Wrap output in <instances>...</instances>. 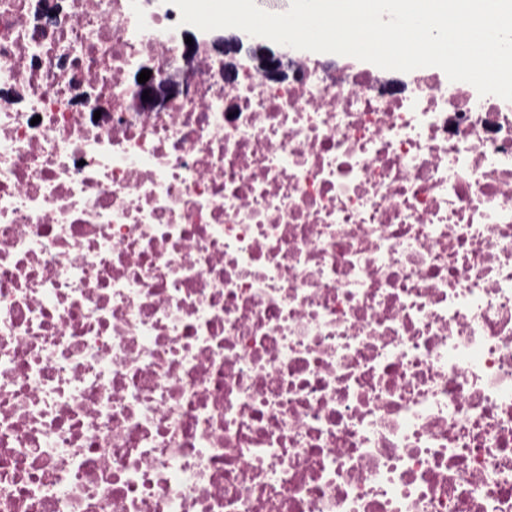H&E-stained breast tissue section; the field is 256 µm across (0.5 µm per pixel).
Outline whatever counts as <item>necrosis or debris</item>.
Here are the masks:
<instances>
[{
	"instance_id": "1",
	"label": "necrosis or debris",
	"mask_w": 512,
	"mask_h": 512,
	"mask_svg": "<svg viewBox=\"0 0 512 512\" xmlns=\"http://www.w3.org/2000/svg\"><path fill=\"white\" fill-rule=\"evenodd\" d=\"M189 31L0 0V512H512V101ZM229 32L240 33L243 39L237 34H231L227 37L220 36L213 41L212 45L217 55L224 56V59L217 58L216 62L220 66L221 71H224L225 76L234 78L238 76L241 71L242 73H254L274 82H284L288 79L294 61L289 51L281 50L277 53L274 52L280 49L281 44H277L263 37L249 35L238 28H222L211 31L198 29L193 31L201 47L204 44L210 47L214 37ZM186 37L192 38L193 46L189 47L186 43L187 49L183 53L182 66L180 68L182 77L179 78L176 75L167 77L160 76L155 73L151 66H145L144 69L152 71V74L146 83L138 82V75L144 69L135 76L133 83L136 90V103L140 105L146 104L156 108L175 96L187 97L192 93L190 83L184 82V79L193 68L200 45L193 36L187 35ZM258 46L264 48L248 50L245 59L237 58L242 48V54H244L245 49ZM145 90H149V100H142V94Z\"/></svg>"
}]
</instances>
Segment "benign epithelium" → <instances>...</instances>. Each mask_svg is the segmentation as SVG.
Instances as JSON below:
<instances>
[{"label": "benign epithelium", "mask_w": 512, "mask_h": 512, "mask_svg": "<svg viewBox=\"0 0 512 512\" xmlns=\"http://www.w3.org/2000/svg\"><path fill=\"white\" fill-rule=\"evenodd\" d=\"M199 48V43L195 41L193 46L183 53L180 68L182 77L175 75L165 77L153 73L144 83L134 82L135 102L156 108L175 96H189L192 89L190 83L184 81V76L192 70ZM212 48L219 55L216 59L217 64L224 71L225 76L231 78L243 72L254 73L274 82H284L288 79L293 66L291 53L286 50L276 53L269 48L251 49L246 52L245 58H237L243 48V39L237 34L216 38ZM146 90L149 91V99L144 101L142 94Z\"/></svg>", "instance_id": "7a95c632"}]
</instances>
